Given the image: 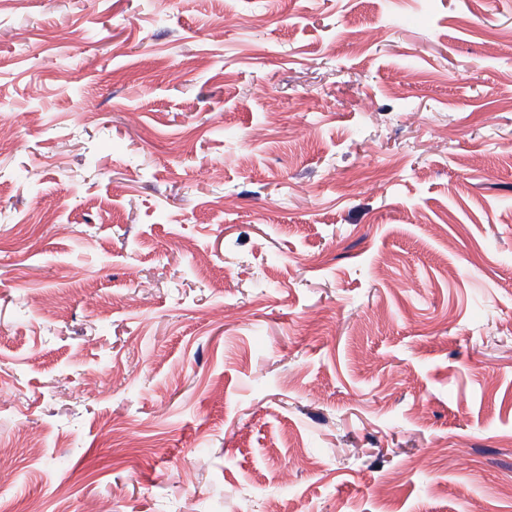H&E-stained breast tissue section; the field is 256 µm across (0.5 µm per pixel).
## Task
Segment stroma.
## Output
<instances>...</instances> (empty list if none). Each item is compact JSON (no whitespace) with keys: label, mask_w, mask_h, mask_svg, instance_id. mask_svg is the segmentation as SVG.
Segmentation results:
<instances>
[{"label":"stroma","mask_w":512,"mask_h":512,"mask_svg":"<svg viewBox=\"0 0 512 512\" xmlns=\"http://www.w3.org/2000/svg\"><path fill=\"white\" fill-rule=\"evenodd\" d=\"M1 110L5 512H512V0H0Z\"/></svg>","instance_id":"35a3bbf8"}]
</instances>
